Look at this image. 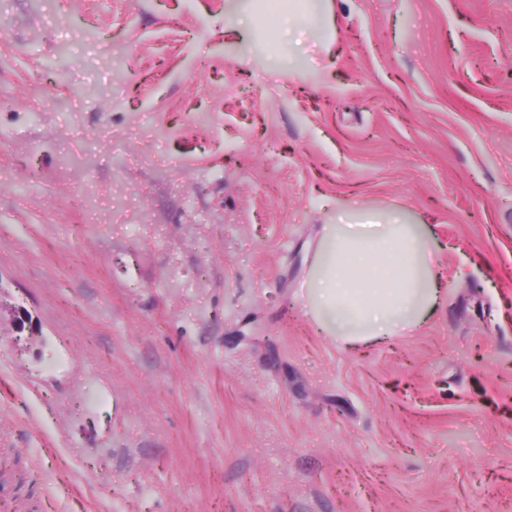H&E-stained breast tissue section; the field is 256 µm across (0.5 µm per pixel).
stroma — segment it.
<instances>
[{
    "instance_id": "stroma-1",
    "label": "stroma",
    "mask_w": 512,
    "mask_h": 512,
    "mask_svg": "<svg viewBox=\"0 0 512 512\" xmlns=\"http://www.w3.org/2000/svg\"><path fill=\"white\" fill-rule=\"evenodd\" d=\"M0 0V449L36 512H512V0ZM51 99L42 106L39 93ZM441 302L353 353L340 203ZM301 289L306 316L346 350L411 333L440 298L431 236L401 208L337 204Z\"/></svg>"
}]
</instances>
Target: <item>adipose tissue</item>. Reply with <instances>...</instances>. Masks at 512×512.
I'll return each instance as SVG.
<instances>
[{
    "instance_id": "ef3b65f1",
    "label": "adipose tissue",
    "mask_w": 512,
    "mask_h": 512,
    "mask_svg": "<svg viewBox=\"0 0 512 512\" xmlns=\"http://www.w3.org/2000/svg\"><path fill=\"white\" fill-rule=\"evenodd\" d=\"M302 293L306 316L344 349L413 332L440 298L431 236L397 207L337 205Z\"/></svg>"
}]
</instances>
